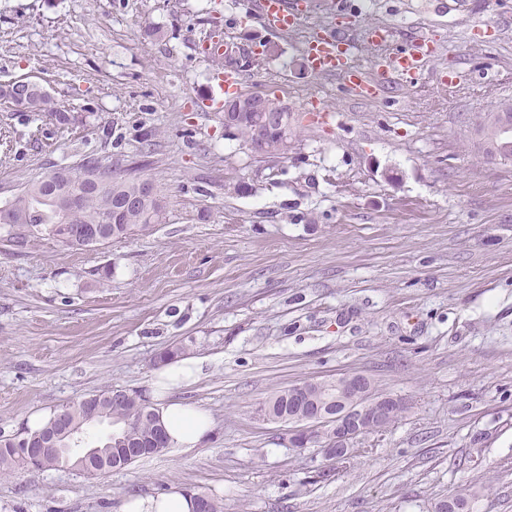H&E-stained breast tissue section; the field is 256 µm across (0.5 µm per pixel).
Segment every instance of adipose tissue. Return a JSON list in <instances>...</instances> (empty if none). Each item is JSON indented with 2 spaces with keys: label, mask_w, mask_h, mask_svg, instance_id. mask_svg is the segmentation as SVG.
Returning <instances> with one entry per match:
<instances>
[{
  "label": "adipose tissue",
  "mask_w": 512,
  "mask_h": 512,
  "mask_svg": "<svg viewBox=\"0 0 512 512\" xmlns=\"http://www.w3.org/2000/svg\"><path fill=\"white\" fill-rule=\"evenodd\" d=\"M201 372V362L194 357L165 362L156 372L153 407L170 448L196 447L212 429L213 418L207 410L173 397L174 391L195 383ZM193 509V493L174 488L155 496L130 494L123 500L120 512H193Z\"/></svg>",
  "instance_id": "adipose-tissue-1"
}]
</instances>
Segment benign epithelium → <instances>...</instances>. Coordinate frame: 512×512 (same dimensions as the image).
Wrapping results in <instances>:
<instances>
[{
  "label": "benign epithelium",
  "mask_w": 512,
  "mask_h": 512,
  "mask_svg": "<svg viewBox=\"0 0 512 512\" xmlns=\"http://www.w3.org/2000/svg\"><path fill=\"white\" fill-rule=\"evenodd\" d=\"M10 105L21 107L29 101V95L42 90L38 83L25 78L11 83ZM272 100L262 94L237 96L224 103V130L241 137L240 128L255 123L254 135L248 147L260 155H286L291 148V133L280 129L274 140L263 136V127L275 126L280 118L269 111ZM512 129V114L499 112V121L488 127L481 139L482 147L495 152L496 141L504 131ZM155 199L151 181L140 180L139 192L124 203L123 211L130 213L141 204ZM98 225L75 227L69 240L91 243L101 236ZM291 400L300 406V411L288 417L289 443L292 447H322L326 458L340 462L353 455V443L361 436L384 431L395 414L405 409L399 398L380 397L372 392L370 380L363 374L352 372L330 380L295 384L286 389ZM59 432L46 435L36 442L22 440L16 449L19 456L28 462L59 457L74 466L81 467L92 458L100 457L95 448L89 446L85 431L74 425L69 417H58Z\"/></svg>",
  "instance_id": "obj_1"
}]
</instances>
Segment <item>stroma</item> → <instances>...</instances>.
<instances>
[{"label":"stroma","mask_w":512,"mask_h":512,"mask_svg":"<svg viewBox=\"0 0 512 512\" xmlns=\"http://www.w3.org/2000/svg\"><path fill=\"white\" fill-rule=\"evenodd\" d=\"M304 0L277 33L247 0H0V84L40 82L74 119L0 104V205L93 156L139 167L162 223L101 246L0 224V436L37 410L122 388L150 396L159 353L203 359L178 399L211 437L94 476L0 475V512H119L178 485L224 512H512V162L474 146L476 116L512 101V0ZM336 22L369 70L375 21L434 49L416 86L368 100L304 67ZM232 53L244 94L292 115L287 157L264 158L203 104ZM360 372L406 411L342 462L293 448L259 405L303 381Z\"/></svg>","instance_id":"1"}]
</instances>
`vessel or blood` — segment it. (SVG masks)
<instances>
[{"mask_svg": "<svg viewBox=\"0 0 512 512\" xmlns=\"http://www.w3.org/2000/svg\"><path fill=\"white\" fill-rule=\"evenodd\" d=\"M253 7L280 33H292L299 24L292 0H253ZM353 47L350 35L336 31L329 24H319L307 44L305 64L316 74L340 77L351 93L368 98L375 94L381 79L351 65ZM429 56V44L425 37L419 36L411 40L409 49L390 53L387 67L397 80L412 84Z\"/></svg>", "mask_w": 512, "mask_h": 512, "instance_id": "obj_1", "label": "vessel or blood"}]
</instances>
